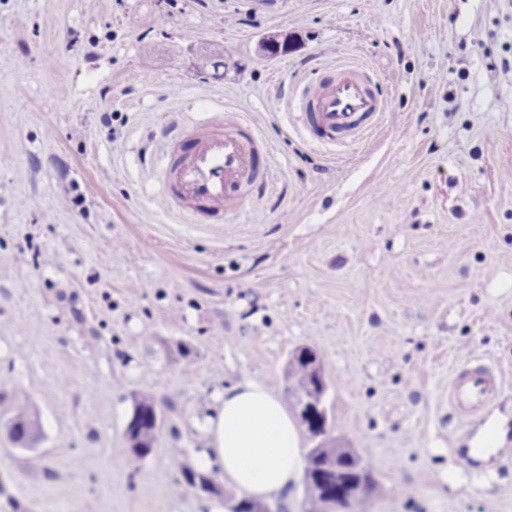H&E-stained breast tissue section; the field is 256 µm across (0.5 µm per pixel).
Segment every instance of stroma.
Masks as SVG:
<instances>
[{
	"instance_id": "35a3bbf8",
	"label": "stroma",
	"mask_w": 512,
	"mask_h": 512,
	"mask_svg": "<svg viewBox=\"0 0 512 512\" xmlns=\"http://www.w3.org/2000/svg\"><path fill=\"white\" fill-rule=\"evenodd\" d=\"M275 33L293 48L265 57ZM339 63L386 110L332 148L294 91ZM213 107L255 127L271 179L186 224L155 194L158 132ZM303 346L374 512H512V0H0V398L40 431L0 433V512H212L173 449L196 468L216 394L282 393ZM466 353L501 388L463 418ZM145 385L163 423L138 460Z\"/></svg>"
}]
</instances>
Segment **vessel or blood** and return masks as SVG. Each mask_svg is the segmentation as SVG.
<instances>
[{"mask_svg":"<svg viewBox=\"0 0 512 512\" xmlns=\"http://www.w3.org/2000/svg\"><path fill=\"white\" fill-rule=\"evenodd\" d=\"M384 110L368 75L351 65L333 68L316 84L305 86L299 98L304 126L327 145L358 138L375 127ZM163 137L161 193L172 212L223 222L225 212L242 204L264 181L256 139L238 119L213 113L199 124L194 136L171 125ZM500 386L491 370L463 359L448 384V404L464 414L477 412Z\"/></svg>","mask_w":512,"mask_h":512,"instance_id":"obj_1","label":"vessel or blood"}]
</instances>
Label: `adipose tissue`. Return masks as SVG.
<instances>
[{"mask_svg": "<svg viewBox=\"0 0 512 512\" xmlns=\"http://www.w3.org/2000/svg\"><path fill=\"white\" fill-rule=\"evenodd\" d=\"M204 467H217L225 482L255 499L286 495L301 466L298 431L284 403L251 380L225 389L204 419Z\"/></svg>", "mask_w": 512, "mask_h": 512, "instance_id": "obj_1", "label": "adipose tissue"}]
</instances>
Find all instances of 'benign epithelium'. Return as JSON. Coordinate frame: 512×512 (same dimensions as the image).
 <instances>
[{"mask_svg":"<svg viewBox=\"0 0 512 512\" xmlns=\"http://www.w3.org/2000/svg\"><path fill=\"white\" fill-rule=\"evenodd\" d=\"M301 355L315 356L308 364L306 371L290 373L288 379V401L293 405L298 421L308 432L314 442L312 449H336V457L351 460L356 464L359 479L348 489L338 487V470L333 466L326 467L327 475L318 483L312 478H306V496L319 498L324 502L325 512H345L343 504L363 495L369 489L368 472L363 457L359 452L348 446L336 443L330 437L327 410L324 406L328 391V383L321 354L312 348L296 349L290 356L295 359Z\"/></svg>","mask_w":512,"mask_h":512,"instance_id":"obj_1","label":"benign epithelium"}]
</instances>
